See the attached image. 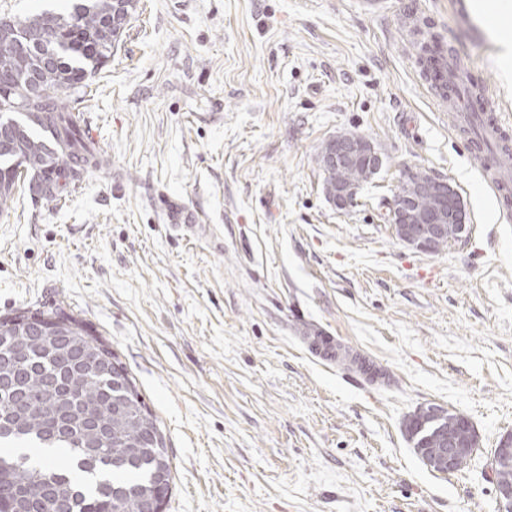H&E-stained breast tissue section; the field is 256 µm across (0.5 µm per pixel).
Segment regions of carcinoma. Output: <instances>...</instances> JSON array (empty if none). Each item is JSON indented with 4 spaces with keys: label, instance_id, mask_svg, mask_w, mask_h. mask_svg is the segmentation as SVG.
Instances as JSON below:
<instances>
[{
    "label": "carcinoma",
    "instance_id": "1",
    "mask_svg": "<svg viewBox=\"0 0 512 512\" xmlns=\"http://www.w3.org/2000/svg\"><path fill=\"white\" fill-rule=\"evenodd\" d=\"M111 7L112 0H71L65 12L45 10L12 18L25 44L54 42L58 61L40 70L42 93L28 100L27 111L17 118L9 112L12 100L6 93L21 74L34 68L35 59L27 53L0 56V124L14 118L20 125L12 147L0 153V211L12 201L19 181H26L36 197L56 200L98 159L66 101L83 91L112 56L114 33L105 17ZM372 176L362 167L345 168L325 176L324 190L330 196L338 181L360 185ZM35 313L74 325L78 335L99 342L109 357L117 358L83 320L59 308ZM1 330V341L25 340L27 349L22 368L11 374V390L0 391V488L9 491L0 498V512H50L49 499L42 495L48 487L62 494L63 512H138L139 498L161 489L159 468L172 483L166 439L159 447L149 442V429L158 432L160 426L126 369L113 375L63 367L37 338L23 335L20 312L0 317ZM46 378L57 380L74 411L92 412L106 423L108 433L95 467L84 462L80 426L55 429L57 392L42 387ZM20 409L24 423L17 427L14 419ZM26 446L45 454L59 450L64 458L33 462L30 455L14 452Z\"/></svg>",
    "mask_w": 512,
    "mask_h": 512
}]
</instances>
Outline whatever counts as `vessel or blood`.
<instances>
[{
	"label": "vessel or blood",
	"instance_id": "1",
	"mask_svg": "<svg viewBox=\"0 0 512 512\" xmlns=\"http://www.w3.org/2000/svg\"><path fill=\"white\" fill-rule=\"evenodd\" d=\"M485 87L467 85L456 97L448 127L464 133L469 158L483 182L503 201L505 215H512V117L488 111Z\"/></svg>",
	"mask_w": 512,
	"mask_h": 512
}]
</instances>
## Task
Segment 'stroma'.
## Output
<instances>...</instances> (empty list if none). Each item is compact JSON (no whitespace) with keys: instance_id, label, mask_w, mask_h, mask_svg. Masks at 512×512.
<instances>
[{"instance_id":"obj_1","label":"stroma","mask_w":512,"mask_h":512,"mask_svg":"<svg viewBox=\"0 0 512 512\" xmlns=\"http://www.w3.org/2000/svg\"><path fill=\"white\" fill-rule=\"evenodd\" d=\"M460 55L512 113V30L463 0ZM452 0H137L67 107L102 162L55 201L0 212V317L63 306L111 345L172 459L165 512H499L491 458L512 432V222L448 130L416 30L454 45ZM370 139L383 164L337 209L317 154ZM447 179L470 232L436 253L387 219L403 169ZM193 210L190 232L167 204ZM333 337L384 376L321 360ZM436 404L479 448L442 474L405 424Z\"/></svg>"}]
</instances>
